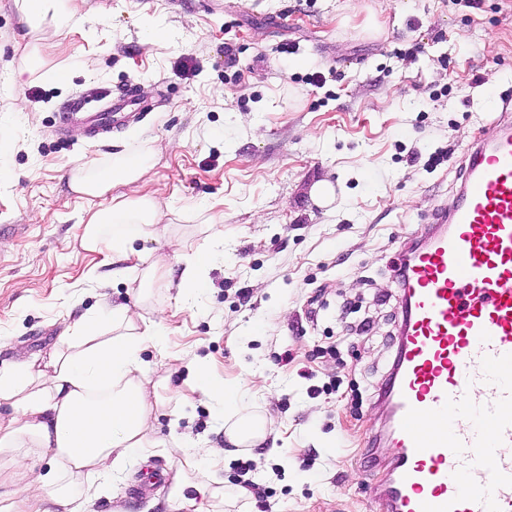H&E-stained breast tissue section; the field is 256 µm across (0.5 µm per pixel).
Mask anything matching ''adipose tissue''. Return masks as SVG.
Masks as SVG:
<instances>
[{"mask_svg":"<svg viewBox=\"0 0 512 512\" xmlns=\"http://www.w3.org/2000/svg\"><path fill=\"white\" fill-rule=\"evenodd\" d=\"M31 44L18 66L19 74H32L43 63L38 42L46 28L62 29L77 15L72 0H15ZM151 162L150 152L116 153L102 176L78 175L79 193L99 196L112 184L133 185ZM170 212L168 204L136 195L112 208L89 216L81 245L89 252L111 247L128 257L133 236L152 237ZM137 313L125 309L102 312L75 326L53 357L41 364L25 362L0 369V455L11 458V469L0 468V512H43L46 490H54L71 512H82V490L76 475L120 472L130 458L141 455L151 414L161 397L149 388L139 352L156 340L153 328H139ZM186 384L192 392L217 401L230 423L226 431L235 445L264 438V420L245 413L237 389L213 379L205 366L189 361ZM51 459L53 469L39 470L35 457Z\"/></svg>","mask_w":512,"mask_h":512,"instance_id":"adipose-tissue-1","label":"adipose tissue"}]
</instances>
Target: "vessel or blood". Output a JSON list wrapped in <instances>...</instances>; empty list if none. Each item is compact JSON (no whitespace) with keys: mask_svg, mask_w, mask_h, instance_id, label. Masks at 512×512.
I'll use <instances>...</instances> for the list:
<instances>
[{"mask_svg":"<svg viewBox=\"0 0 512 512\" xmlns=\"http://www.w3.org/2000/svg\"><path fill=\"white\" fill-rule=\"evenodd\" d=\"M404 261L377 512H512V95Z\"/></svg>","mask_w":512,"mask_h":512,"instance_id":"vessel-or-blood-1","label":"vessel or blood"}]
</instances>
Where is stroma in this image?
Masks as SVG:
<instances>
[{"label": "stroma", "instance_id": "obj_1", "mask_svg": "<svg viewBox=\"0 0 512 512\" xmlns=\"http://www.w3.org/2000/svg\"><path fill=\"white\" fill-rule=\"evenodd\" d=\"M78 5L83 25L44 35L45 68L63 61L72 74L61 89L13 81L29 38L0 0V128L13 140L0 156V368L48 356L102 307L136 304V259L80 241L93 212L152 195L172 211L132 247L162 274L143 310L162 340L140 352L160 385L156 445L114 478L85 480L84 512H372L384 474L365 443L401 323L399 254L454 206L458 159L491 118L484 97L512 78V0ZM155 29L165 38L149 41ZM133 81L143 121L97 137L61 126L70 103L111 106ZM145 148L136 185L73 190L77 172ZM438 152L447 162L429 167ZM322 181L334 189L326 206L312 195ZM198 250L212 262L188 309L181 258ZM192 358L267 420L265 443L214 463L210 449L228 445L219 407L196 402L172 423ZM188 455L197 469L183 470ZM146 461L182 477L184 507L165 483L133 494Z\"/></svg>", "mask_w": 512, "mask_h": 512}]
</instances>
